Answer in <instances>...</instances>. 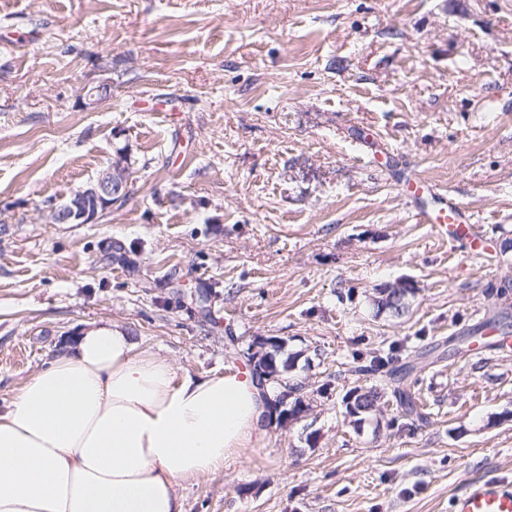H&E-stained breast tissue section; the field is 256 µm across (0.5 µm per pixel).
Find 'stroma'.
<instances>
[{
  "instance_id": "1",
  "label": "stroma",
  "mask_w": 512,
  "mask_h": 512,
  "mask_svg": "<svg viewBox=\"0 0 512 512\" xmlns=\"http://www.w3.org/2000/svg\"><path fill=\"white\" fill-rule=\"evenodd\" d=\"M101 81L110 100L85 107ZM129 193L92 224L44 213L116 159ZM417 176L438 194L408 201ZM449 194L487 247L418 210ZM512 0H0V414L80 331L112 324L193 373L277 336L307 410L185 512H448L512 477ZM416 293L375 315L376 288ZM422 352L355 425L341 398L375 349Z\"/></svg>"
}]
</instances>
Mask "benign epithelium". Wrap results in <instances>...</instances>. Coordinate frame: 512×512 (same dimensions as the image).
I'll return each mask as SVG.
<instances>
[{"label": "benign epithelium", "instance_id": "7a95c632", "mask_svg": "<svg viewBox=\"0 0 512 512\" xmlns=\"http://www.w3.org/2000/svg\"><path fill=\"white\" fill-rule=\"evenodd\" d=\"M110 91L106 83L97 84L92 88L82 89V98L91 107L100 105L102 99ZM114 167L103 170L97 178L84 190L70 199L52 204L46 214L51 224H89L98 215L112 207V203L120 201L128 194V182H113Z\"/></svg>", "mask_w": 512, "mask_h": 512}]
</instances>
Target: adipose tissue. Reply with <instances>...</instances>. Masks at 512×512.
<instances>
[{"instance_id":"adipose-tissue-1","label":"adipose tissue","mask_w":512,"mask_h":512,"mask_svg":"<svg viewBox=\"0 0 512 512\" xmlns=\"http://www.w3.org/2000/svg\"><path fill=\"white\" fill-rule=\"evenodd\" d=\"M252 372L195 375L114 326L76 336L0 414V512H185V482L267 433Z\"/></svg>"}]
</instances>
